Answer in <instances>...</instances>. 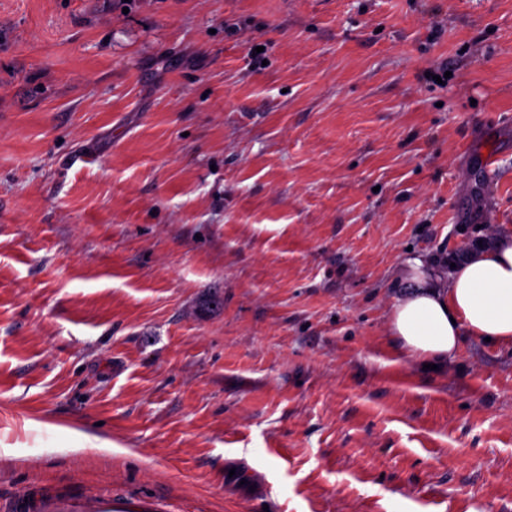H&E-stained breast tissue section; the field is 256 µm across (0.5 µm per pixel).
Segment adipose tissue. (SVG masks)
Instances as JSON below:
<instances>
[{
  "label": "adipose tissue",
  "instance_id": "adipose-tissue-1",
  "mask_svg": "<svg viewBox=\"0 0 512 512\" xmlns=\"http://www.w3.org/2000/svg\"><path fill=\"white\" fill-rule=\"evenodd\" d=\"M388 327L402 351L425 363L452 357L462 336L512 342V232L463 255L452 268L407 259Z\"/></svg>",
  "mask_w": 512,
  "mask_h": 512
}]
</instances>
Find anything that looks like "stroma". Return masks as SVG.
Listing matches in <instances>:
<instances>
[{
  "label": "stroma",
  "instance_id": "35a3bbf8",
  "mask_svg": "<svg viewBox=\"0 0 512 512\" xmlns=\"http://www.w3.org/2000/svg\"><path fill=\"white\" fill-rule=\"evenodd\" d=\"M511 230L512 0H0V512H512ZM444 267L409 258L400 269L403 288L392 298L388 327L402 351L421 362L443 363L461 336L512 343V232L466 253L449 272L448 262L447 272Z\"/></svg>",
  "mask_w": 512,
  "mask_h": 512
}]
</instances>
